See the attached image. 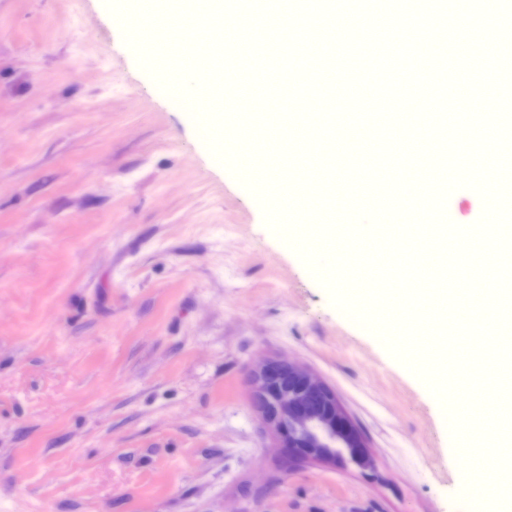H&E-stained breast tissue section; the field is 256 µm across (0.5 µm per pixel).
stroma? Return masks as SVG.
Masks as SVG:
<instances>
[{
	"mask_svg": "<svg viewBox=\"0 0 512 512\" xmlns=\"http://www.w3.org/2000/svg\"><path fill=\"white\" fill-rule=\"evenodd\" d=\"M125 0H0V512H463L448 408L218 163ZM317 373L366 475L287 469L249 375Z\"/></svg>",
	"mask_w": 512,
	"mask_h": 512,
	"instance_id": "obj_1",
	"label": "stroma"
}]
</instances>
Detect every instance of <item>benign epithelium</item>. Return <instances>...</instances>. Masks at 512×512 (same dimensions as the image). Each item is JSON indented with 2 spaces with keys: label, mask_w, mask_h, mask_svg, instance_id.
Returning a JSON list of instances; mask_svg holds the SVG:
<instances>
[{
  "label": "benign epithelium",
  "mask_w": 512,
  "mask_h": 512,
  "mask_svg": "<svg viewBox=\"0 0 512 512\" xmlns=\"http://www.w3.org/2000/svg\"><path fill=\"white\" fill-rule=\"evenodd\" d=\"M250 385L253 406L273 430L286 466L317 462L375 469L361 432L311 371L285 359H265L252 371Z\"/></svg>",
  "instance_id": "obj_1"
}]
</instances>
